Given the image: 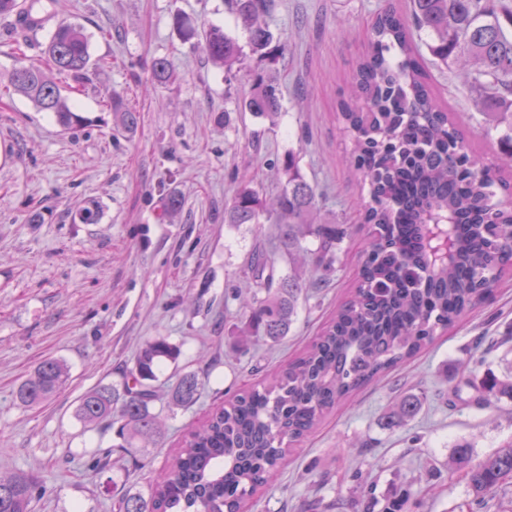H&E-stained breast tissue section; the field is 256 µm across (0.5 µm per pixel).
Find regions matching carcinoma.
Listing matches in <instances>:
<instances>
[{
  "label": "carcinoma",
  "mask_w": 512,
  "mask_h": 512,
  "mask_svg": "<svg viewBox=\"0 0 512 512\" xmlns=\"http://www.w3.org/2000/svg\"><path fill=\"white\" fill-rule=\"evenodd\" d=\"M36 2L0 0V19L36 17ZM225 2L247 26L250 51L275 60L283 46L273 44L263 20L274 0ZM174 22L184 39L204 43L216 66L229 69L241 61L243 48L221 28H199L185 15ZM415 30L430 36L427 48L438 63L450 70L463 66L488 129L501 131L502 163L512 168V0H411L408 13L386 0L339 112L351 136L352 161L369 181V200H361L364 223L374 225L352 297L312 347L278 377L217 408L192 430L165 479L150 486L148 496H119L117 512H239L242 493L255 491L283 463L285 445L304 437L361 385L412 357L437 329L451 326L488 299L494 283L490 275L512 266V210L495 206L498 190L507 183L467 148L448 110L435 99L413 43ZM91 67L83 27L62 22L48 37L43 65L14 68L8 89L53 113L63 130H75L84 118L47 71L79 84L89 80ZM150 71L158 83L173 77L165 59L153 60ZM109 107L120 113L124 130L135 128L136 111L123 107L120 96H111ZM245 108L256 118H276L281 99L272 77L252 76ZM283 171L287 180L270 207L252 183H239L224 209V223L257 224L266 215L277 225L279 249L290 261L302 241L313 236L318 241L313 263L328 270L345 230L312 223L316 194L293 154L284 160ZM247 273L257 293L245 300L250 306L245 334L276 342L294 323L307 283L296 272L278 276L274 258L260 248L250 255ZM177 356L163 338L146 342L125 372L122 389L100 386L85 393L78 418L87 428L118 419L122 437L127 431L154 436L157 421L150 405L159 398L154 382L162 361ZM67 377L62 362L46 359L17 387L16 398L25 406L36 405L60 390ZM201 386L195 374L180 377L170 402L195 403ZM493 398L512 400V376L487 375L475 401ZM419 410L420 401L405 396L395 419L410 420ZM452 460L480 496L512 474V440L476 464L463 441ZM37 496L34 474L0 477V512H32Z\"/></svg>",
  "instance_id": "cac0c4a2"
}]
</instances>
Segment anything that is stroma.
Instances as JSON below:
<instances>
[{"mask_svg": "<svg viewBox=\"0 0 512 512\" xmlns=\"http://www.w3.org/2000/svg\"><path fill=\"white\" fill-rule=\"evenodd\" d=\"M381 3L276 0L268 24L282 55L272 62L249 53L227 72L173 25L183 13L247 44L224 0H42L49 26L84 27L103 66L69 96L86 119L73 133L26 98L0 97V475L39 477L46 493L34 512H112L113 495L147 493L188 428L300 355L349 297L370 227L339 103ZM157 58L170 63L171 82L152 80ZM427 72L469 146L497 163L499 134L486 132L470 88L443 65L428 64ZM258 73L280 84L272 122L241 109ZM115 92L139 112L133 132L115 123L108 107ZM289 153L316 191L315 222L351 234L325 286L300 299L287 336L257 345L242 334L250 311L235 293L252 285L244 274L251 250L273 251L275 227L228 224L224 210L245 177L275 194ZM172 193L183 205L167 214ZM91 202L99 223H80L78 211ZM155 337L180 351L158 373V435L136 443L130 462L93 470L95 450L119 444L118 428H83L78 401L120 384ZM48 357L66 364V385L38 406H22L17 386ZM190 372L205 383L198 401L170 405L171 387ZM490 373L512 375L507 270L487 301L295 442L245 512H391L399 501L402 512H512V478L477 497L451 460L457 441L469 442L478 461L512 439V401H473ZM407 395L421 408L395 422Z\"/></svg>", "mask_w": 512, "mask_h": 512, "instance_id": "1", "label": "stroma"}]
</instances>
